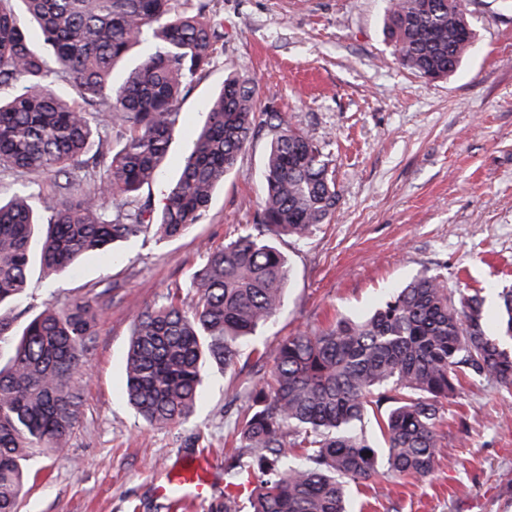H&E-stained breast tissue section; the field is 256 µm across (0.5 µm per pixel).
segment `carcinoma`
<instances>
[{
	"label": "carcinoma",
	"instance_id": "carcinoma-1",
	"mask_svg": "<svg viewBox=\"0 0 512 512\" xmlns=\"http://www.w3.org/2000/svg\"><path fill=\"white\" fill-rule=\"evenodd\" d=\"M461 0H387L385 35L423 79L454 74L475 33ZM221 24L202 0H0V174L21 181L0 200V512H17L27 464L62 455L82 414L81 384L107 287L46 306L17 331L13 305L39 266L109 259L152 230L174 240L198 223L259 122L271 132L263 195L251 231L207 255L175 295L137 310L124 394L150 426L189 419L205 364L231 366L282 308L290 269L272 238L303 240L336 211L323 147L273 108L235 69L204 106L176 184L155 206L142 190L161 175L181 103L211 63ZM139 63L114 82L132 48ZM67 85L74 99L56 88ZM110 122L120 138L94 145ZM54 179V191L31 176ZM491 331L481 292L456 297L425 269L370 314L290 336L249 355L271 361L237 426L230 475L255 484L252 512H347L345 487L382 473L423 478L445 447L441 426L464 382L512 389V289Z\"/></svg>",
	"mask_w": 512,
	"mask_h": 512
}]
</instances>
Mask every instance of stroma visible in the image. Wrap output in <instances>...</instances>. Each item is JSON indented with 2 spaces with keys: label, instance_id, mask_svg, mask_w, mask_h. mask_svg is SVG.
Instances as JSON below:
<instances>
[{
  "label": "stroma",
  "instance_id": "35a3bbf8",
  "mask_svg": "<svg viewBox=\"0 0 512 512\" xmlns=\"http://www.w3.org/2000/svg\"><path fill=\"white\" fill-rule=\"evenodd\" d=\"M223 38L182 103L161 202L177 178L188 131L227 68L253 78L263 103L324 149L339 190L336 211L308 239L277 238L290 280L283 308L255 337L271 348L340 317H361L423 269L452 293L482 290L496 324L512 288V0H466L475 41L459 71L429 81L400 67L383 32L386 0H208ZM271 133L258 126L198 224L182 238L154 234L93 256L60 276L33 271L21 316L111 287L89 355L83 412L67 455L30 465L20 512H210L227 490L224 441L266 375L254 358L208 365L203 399L185 422L153 428L123 396L133 313L179 293L209 251L250 229L262 195ZM445 446L430 476L370 481L351 512H512V392L465 387L448 408ZM203 460L213 493L179 507L156 493L169 471Z\"/></svg>",
  "mask_w": 512,
  "mask_h": 512
}]
</instances>
